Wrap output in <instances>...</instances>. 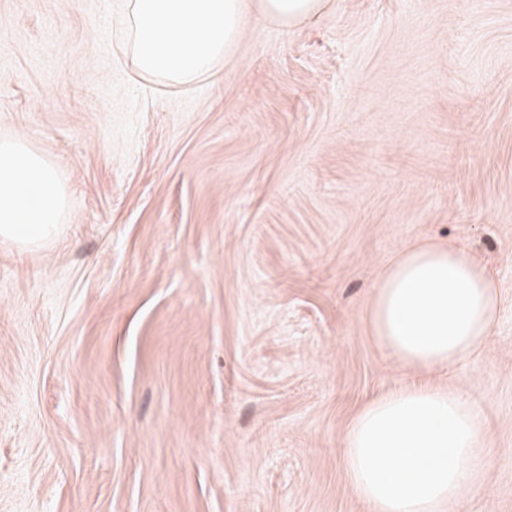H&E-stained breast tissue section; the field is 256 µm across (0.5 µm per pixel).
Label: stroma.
I'll list each match as a JSON object with an SVG mask.
<instances>
[{"label": "stroma", "instance_id": "stroma-1", "mask_svg": "<svg viewBox=\"0 0 512 512\" xmlns=\"http://www.w3.org/2000/svg\"><path fill=\"white\" fill-rule=\"evenodd\" d=\"M119 0H0V138L62 174V236L0 244V512H368L359 408L464 390L512 512V0H328L251 18L213 78L123 54ZM457 243L493 335L449 371L370 335L382 273Z\"/></svg>", "mask_w": 512, "mask_h": 512}]
</instances>
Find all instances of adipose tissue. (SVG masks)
Returning <instances> with one entry per match:
<instances>
[{
	"label": "adipose tissue",
	"mask_w": 512,
	"mask_h": 512,
	"mask_svg": "<svg viewBox=\"0 0 512 512\" xmlns=\"http://www.w3.org/2000/svg\"><path fill=\"white\" fill-rule=\"evenodd\" d=\"M327 0H123L126 53L138 73L178 86L211 74L242 36L248 13L283 28L308 23ZM68 196L56 169L24 137L0 140V241L36 249L64 231ZM494 279L457 245L405 247L384 272L367 323L400 367L454 369L493 334Z\"/></svg>",
	"instance_id": "ef3b65f1"
}]
</instances>
